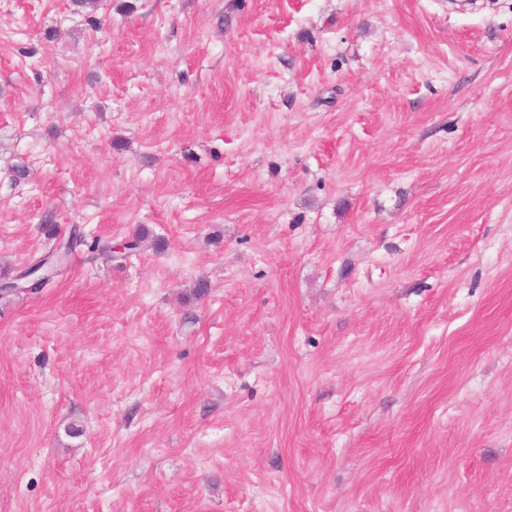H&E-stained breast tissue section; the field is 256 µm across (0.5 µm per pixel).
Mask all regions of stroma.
<instances>
[{
	"label": "stroma",
	"mask_w": 512,
	"mask_h": 512,
	"mask_svg": "<svg viewBox=\"0 0 512 512\" xmlns=\"http://www.w3.org/2000/svg\"><path fill=\"white\" fill-rule=\"evenodd\" d=\"M73 228L0 512H512V0H0V280Z\"/></svg>",
	"instance_id": "35a3bbf8"
}]
</instances>
